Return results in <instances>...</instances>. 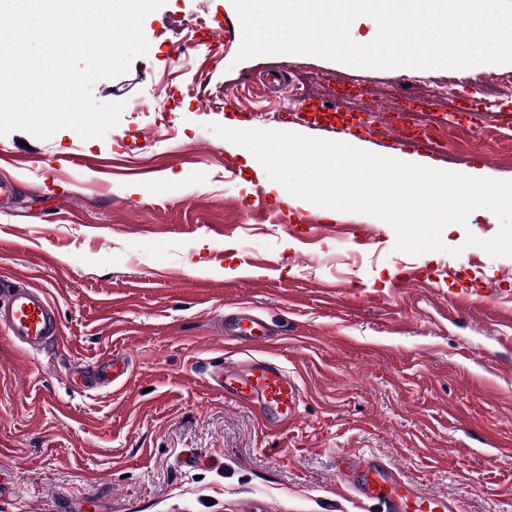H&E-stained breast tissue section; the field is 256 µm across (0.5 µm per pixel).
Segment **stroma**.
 I'll list each match as a JSON object with an SVG mask.
<instances>
[{"mask_svg":"<svg viewBox=\"0 0 512 512\" xmlns=\"http://www.w3.org/2000/svg\"><path fill=\"white\" fill-rule=\"evenodd\" d=\"M200 17L223 34L200 41ZM143 30L147 53L92 89L124 105L104 137L0 135V180L17 188L0 201V277L50 289L60 323L38 355L0 330V512H376L339 480L345 451L461 512H512V257L465 243L493 238L499 219L474 210L443 229V250L407 254L377 217L288 206L211 130L332 141L279 117L289 86L320 96L326 78H363V96L336 99L349 116L397 96L403 69L291 54L267 83L272 55L236 59L231 0H166ZM509 72L433 70L449 88L440 111L466 107L440 167L512 177V137L487 151L469 127ZM171 94V123L156 126ZM462 284L478 307L460 316ZM240 307L267 322V358L300 387L288 428L205 381L219 363L243 369L219 322ZM113 353L129 361L124 387L87 388L83 372Z\"/></svg>","mask_w":512,"mask_h":512,"instance_id":"stroma-1","label":"stroma"}]
</instances>
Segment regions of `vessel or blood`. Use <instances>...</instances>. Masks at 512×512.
<instances>
[{
    "instance_id": "1",
    "label": "vessel or blood",
    "mask_w": 512,
    "mask_h": 512,
    "mask_svg": "<svg viewBox=\"0 0 512 512\" xmlns=\"http://www.w3.org/2000/svg\"><path fill=\"white\" fill-rule=\"evenodd\" d=\"M396 120L402 129L400 144L404 152L429 151V140L416 111L399 112ZM0 329L16 346L32 354L40 353L48 341L59 335L57 306L45 289L20 281L2 286ZM222 330L230 340L251 350L250 368L243 375L228 373L222 367L215 369L209 375V386L232 395L236 401L257 404L263 413L278 417L281 425L293 423L299 414L300 388L282 366L261 357L260 352L269 341L264 320L245 309L232 314ZM126 373V366L112 355L97 363L90 378L98 384H114L122 381ZM338 472L350 477L355 492L381 512H460L454 496L422 494L370 454L341 453Z\"/></svg>"
}]
</instances>
